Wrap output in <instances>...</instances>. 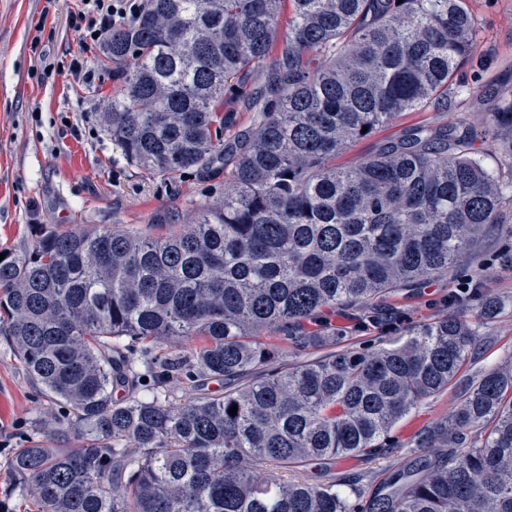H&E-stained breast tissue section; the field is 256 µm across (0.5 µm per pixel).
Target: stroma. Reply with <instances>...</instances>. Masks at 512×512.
Returning a JSON list of instances; mask_svg holds the SVG:
<instances>
[{
    "instance_id": "35a3bbf8",
    "label": "stroma",
    "mask_w": 512,
    "mask_h": 512,
    "mask_svg": "<svg viewBox=\"0 0 512 512\" xmlns=\"http://www.w3.org/2000/svg\"><path fill=\"white\" fill-rule=\"evenodd\" d=\"M44 4L0 0V252L28 250L38 224L73 229L98 224L163 234L170 225L187 222L195 207L218 199L223 175L203 180L186 172L171 179L148 174L124 159L98 115L99 101L112 94L111 70L96 68L91 87L66 73L43 76V57L67 63L75 58L88 62L93 55L69 25L79 0H58L55 12L47 15ZM469 8L477 37L462 70V89L449 108L402 113L352 144L337 156V165H353L416 127L480 125L499 99H512V0H470ZM511 254L512 212L498 233L484 239L455 270L424 287L387 294L382 305L393 315L390 325L376 324L367 307L359 305L325 312L304 328L318 335L326 326L335 327L340 349L375 347L455 312L452 297L473 282L500 305L495 317L483 320L480 331L487 342L466 372L477 378L512 356ZM453 398V391H446L399 422L391 433L390 455L337 463V475L363 476L354 504L366 506L394 472L421 456V434L449 417ZM60 412L31 382L13 347L0 338V490L12 481L9 460L15 449L26 447Z\"/></svg>"
}]
</instances>
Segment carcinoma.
Returning <instances> with one entry per match:
<instances>
[{"mask_svg": "<svg viewBox=\"0 0 512 512\" xmlns=\"http://www.w3.org/2000/svg\"><path fill=\"white\" fill-rule=\"evenodd\" d=\"M475 38L467 0H143L104 35L94 61L117 87L101 122L128 163L176 177L233 161L224 195L164 235L41 227L0 261V335L68 413L59 429L84 439L61 448L43 432L15 453L31 512H353L336 462L382 454L460 381L480 355L475 322L450 315L287 368L253 337L274 327L303 352L316 343L304 322L447 274L499 230L511 99L487 122L505 175L470 148L474 125L414 128L335 163L402 113L448 104ZM276 45L257 119L225 144L218 109L251 100ZM184 379L224 394L178 396ZM419 447L431 453L369 512H512V356Z\"/></svg>", "mask_w": 512, "mask_h": 512, "instance_id": "cac0c4a2", "label": "carcinoma"}]
</instances>
